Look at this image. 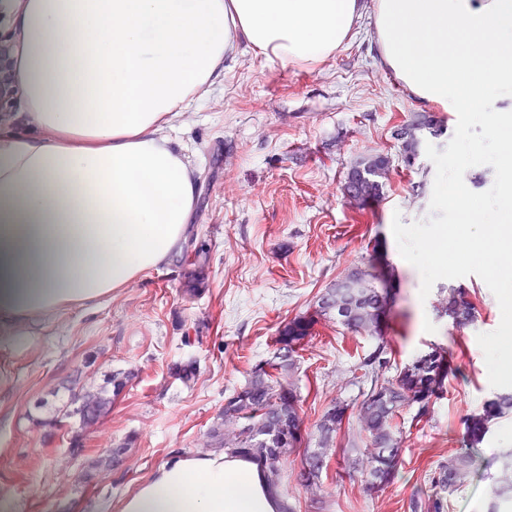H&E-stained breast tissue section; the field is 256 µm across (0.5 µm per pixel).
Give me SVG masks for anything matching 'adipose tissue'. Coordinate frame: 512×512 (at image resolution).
<instances>
[{
    "mask_svg": "<svg viewBox=\"0 0 512 512\" xmlns=\"http://www.w3.org/2000/svg\"><path fill=\"white\" fill-rule=\"evenodd\" d=\"M413 95L494 127L512 95V0H0L16 95L0 114V328L111 296L175 252L196 205L167 136L244 44L333 56L364 11ZM256 459L173 454L113 512H281Z\"/></svg>",
    "mask_w": 512,
    "mask_h": 512,
    "instance_id": "ef3b65f1",
    "label": "adipose tissue"
}]
</instances>
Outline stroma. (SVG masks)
I'll list each match as a JSON object with an SVG mask.
<instances>
[{"instance_id":"stroma-1","label":"stroma","mask_w":512,"mask_h":512,"mask_svg":"<svg viewBox=\"0 0 512 512\" xmlns=\"http://www.w3.org/2000/svg\"><path fill=\"white\" fill-rule=\"evenodd\" d=\"M441 121L444 150L457 113L421 102L382 66L374 20L364 15L325 63L285 66L246 46L225 57L205 98L176 121L198 198L180 252L96 304L65 309L21 328L24 344L0 342V501L10 512H103L172 454L202 452L203 440L250 368L275 353L278 329L297 316L315 323L296 372L305 432L332 400L354 402L369 382L360 368L376 345L317 315L325 288L376 256L393 265L399 294L384 334L401 367L432 345L456 366L430 416L403 430L393 482L367 490L344 465L357 422L338 430L335 454L314 504L296 476L301 452L286 464L283 492L294 512H417L431 478L453 454H471L475 472L440 494L442 512H488L489 493L512 451V414L469 447L462 420L497 395L477 336L501 321L498 301L475 275L437 281L421 296V276L405 261L392 222L430 215L435 166L419 156L395 164L382 192L365 202L342 193L362 154L397 155L392 137L412 113ZM465 288L477 313L462 329L439 314L450 289ZM196 296H187V289ZM194 362V381L174 374ZM133 377L92 431L62 405L86 389L111 390L116 372ZM128 443L126 469L87 483L84 474L108 445Z\"/></svg>"}]
</instances>
